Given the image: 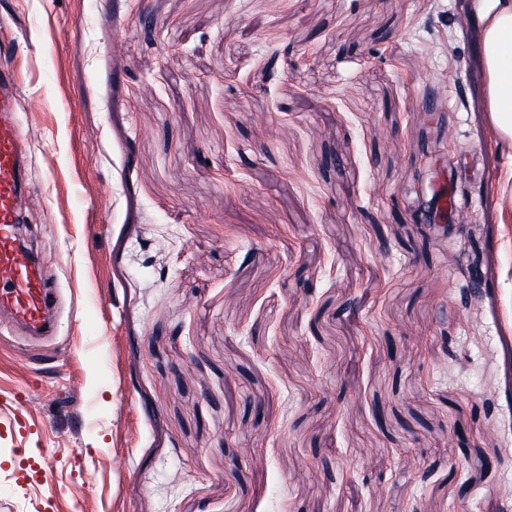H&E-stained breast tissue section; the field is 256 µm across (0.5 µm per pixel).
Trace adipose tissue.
<instances>
[{"instance_id": "obj_1", "label": "adipose tissue", "mask_w": 512, "mask_h": 512, "mask_svg": "<svg viewBox=\"0 0 512 512\" xmlns=\"http://www.w3.org/2000/svg\"><path fill=\"white\" fill-rule=\"evenodd\" d=\"M478 18L489 84V109L497 132L512 139V0H480Z\"/></svg>"}]
</instances>
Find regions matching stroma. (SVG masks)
Masks as SVG:
<instances>
[{
    "instance_id": "stroma-1",
    "label": "stroma",
    "mask_w": 512,
    "mask_h": 512,
    "mask_svg": "<svg viewBox=\"0 0 512 512\" xmlns=\"http://www.w3.org/2000/svg\"><path fill=\"white\" fill-rule=\"evenodd\" d=\"M469 5L0 0L64 295L35 350L0 317V512H512V141ZM450 171L466 207L410 223Z\"/></svg>"
}]
</instances>
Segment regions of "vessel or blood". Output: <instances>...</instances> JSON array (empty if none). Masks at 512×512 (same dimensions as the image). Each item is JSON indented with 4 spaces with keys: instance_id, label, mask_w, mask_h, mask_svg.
I'll list each match as a JSON object with an SVG mask.
<instances>
[{
    "instance_id": "obj_1",
    "label": "vessel or blood",
    "mask_w": 512,
    "mask_h": 512,
    "mask_svg": "<svg viewBox=\"0 0 512 512\" xmlns=\"http://www.w3.org/2000/svg\"><path fill=\"white\" fill-rule=\"evenodd\" d=\"M17 87L0 69V314L26 340L50 337L57 307L43 263L20 241L17 226L28 189V152L16 119Z\"/></svg>"
}]
</instances>
